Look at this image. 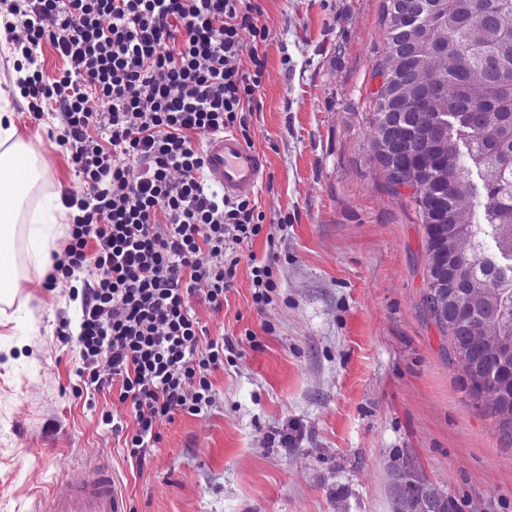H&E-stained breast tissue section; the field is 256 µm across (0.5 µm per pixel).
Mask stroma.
I'll return each instance as SVG.
<instances>
[{
  "label": "stroma",
  "mask_w": 512,
  "mask_h": 512,
  "mask_svg": "<svg viewBox=\"0 0 512 512\" xmlns=\"http://www.w3.org/2000/svg\"><path fill=\"white\" fill-rule=\"evenodd\" d=\"M385 0H261L263 84L244 114L266 159L251 192L263 229L242 245L221 311L193 310L233 352L211 373L208 412L177 415L130 458L103 413L129 417L116 390L85 385L80 299L45 287L23 229L6 244L19 286L0 300V512H34L108 464L131 512H396L408 464L461 512H512V440L422 309L423 226L410 190L393 193L369 143L385 53ZM0 40V107L48 169L24 207L80 190L69 155L35 120ZM276 289L257 307L251 261Z\"/></svg>",
  "instance_id": "1"
}]
</instances>
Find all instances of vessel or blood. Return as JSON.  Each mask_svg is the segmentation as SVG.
<instances>
[{
	"label": "vessel or blood",
	"mask_w": 512,
	"mask_h": 512,
	"mask_svg": "<svg viewBox=\"0 0 512 512\" xmlns=\"http://www.w3.org/2000/svg\"><path fill=\"white\" fill-rule=\"evenodd\" d=\"M205 158L210 180L229 197L254 189L266 169L263 155L232 133L207 140ZM35 512H127V501L110 469L99 465L65 492L44 495Z\"/></svg>",
	"instance_id": "1"
}]
</instances>
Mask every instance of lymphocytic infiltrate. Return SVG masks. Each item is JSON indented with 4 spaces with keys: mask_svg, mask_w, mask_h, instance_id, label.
I'll return each instance as SVG.
<instances>
[{
    "mask_svg": "<svg viewBox=\"0 0 512 512\" xmlns=\"http://www.w3.org/2000/svg\"><path fill=\"white\" fill-rule=\"evenodd\" d=\"M7 12L0 32L30 69L19 82L29 110L38 120L55 107L82 186L62 196L77 213L45 284L94 271L82 375L129 404L125 444L139 459L161 419L208 411L210 373L233 348L208 339L192 300L223 308L237 252L262 226L249 197L225 198L210 181L198 140L245 130L264 77L263 12L257 0H9ZM46 40L67 62L53 79L35 66Z\"/></svg>",
    "mask_w": 512,
    "mask_h": 512,
    "instance_id": "lymphocytic-infiltrate-1",
    "label": "lymphocytic infiltrate"
}]
</instances>
